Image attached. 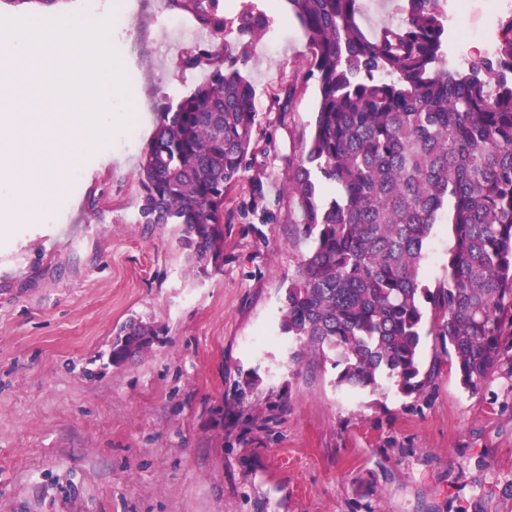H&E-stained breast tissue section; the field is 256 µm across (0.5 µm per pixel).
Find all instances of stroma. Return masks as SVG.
Masks as SVG:
<instances>
[{"label": "stroma", "instance_id": "35a3bbf8", "mask_svg": "<svg viewBox=\"0 0 512 512\" xmlns=\"http://www.w3.org/2000/svg\"><path fill=\"white\" fill-rule=\"evenodd\" d=\"M272 20L248 43L258 155L234 198L261 180L284 199L285 164L308 136L318 86L282 124L272 97L307 53L286 0H251ZM110 48L145 130L85 150L49 224L0 236V512H512V380L472 395L442 366L421 397L336 387L328 364L294 363L282 298L307 242L289 224H228L224 262L195 272L171 226L140 224L136 178L157 113L200 84L182 56L212 36L165 0H111ZM449 67L500 37L512 0H447ZM449 226L435 224L422 273L447 276ZM149 350L110 352L129 319ZM258 385L236 392L248 372ZM154 336L156 331L151 326L137 319L127 321L112 342V365L120 366L135 355L148 350L152 346ZM131 350H134V353L129 355Z\"/></svg>", "mask_w": 512, "mask_h": 512}]
</instances>
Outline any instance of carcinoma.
<instances>
[{
    "label": "carcinoma",
    "instance_id": "1",
    "mask_svg": "<svg viewBox=\"0 0 512 512\" xmlns=\"http://www.w3.org/2000/svg\"><path fill=\"white\" fill-rule=\"evenodd\" d=\"M444 0H401L402 18L376 31L361 23L362 0H287L308 55L274 99L294 112L313 80L318 109L308 137L288 154L284 190L298 239L310 242L285 289L281 330L291 360L329 362L336 386L404 396L435 385L443 360L464 390L482 392L496 375L512 380V14L495 51L447 64ZM219 42L182 66L204 63L206 80L158 113L138 170L143 224H173L201 274L224 261V225L278 222L262 183L231 202L260 147L256 92L243 75L247 51L227 36H260L272 20L244 6L236 20L217 0H167ZM336 196L319 199L316 183ZM451 228L448 279L421 274L443 206ZM156 331L127 321L112 342L120 366L152 346ZM439 344L423 368L421 343Z\"/></svg>",
    "mask_w": 512,
    "mask_h": 512
}]
</instances>
